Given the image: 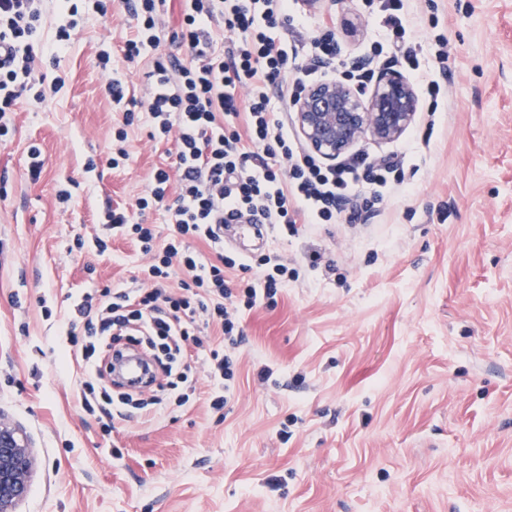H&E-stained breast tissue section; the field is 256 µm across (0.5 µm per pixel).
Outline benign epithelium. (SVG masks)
I'll use <instances>...</instances> for the list:
<instances>
[{"label":"benign epithelium","instance_id":"benign-epithelium-1","mask_svg":"<svg viewBox=\"0 0 512 512\" xmlns=\"http://www.w3.org/2000/svg\"><path fill=\"white\" fill-rule=\"evenodd\" d=\"M293 112L305 145L332 161L368 136L380 142L399 139L415 120L418 94L398 73L378 76L365 98L341 81L326 79L310 85L294 101ZM36 465L32 448L0 416V512H16Z\"/></svg>","mask_w":512,"mask_h":512}]
</instances>
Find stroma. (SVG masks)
Returning a JSON list of instances; mask_svg holds the SVG:
<instances>
[{
	"instance_id": "stroma-1",
	"label": "stroma",
	"mask_w": 512,
	"mask_h": 512,
	"mask_svg": "<svg viewBox=\"0 0 512 512\" xmlns=\"http://www.w3.org/2000/svg\"><path fill=\"white\" fill-rule=\"evenodd\" d=\"M406 7L414 41L427 49L441 34L451 48L446 71L429 62L406 77L418 86L441 73L446 98L432 118L420 98L400 139L357 146L375 160L405 155L403 186L358 224H302L288 236L273 227L225 245L235 258L287 260L296 275L241 310L223 410L211 409L212 381L196 362L191 407L130 417L108 436L77 404L64 331L76 297L142 276L138 245L100 224L106 205L168 234L167 212L136 200L175 146L135 126L128 160L108 163L121 109L96 51L111 47L137 97L151 67L120 55L130 35L121 15L86 16L46 63L64 87L42 102L23 95L0 145V414L37 457L18 512H512V0ZM307 14L300 39L333 25L341 58L378 38L361 0H320ZM33 142L44 158L36 181Z\"/></svg>"
}]
</instances>
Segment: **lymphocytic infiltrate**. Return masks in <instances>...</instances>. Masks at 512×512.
Masks as SVG:
<instances>
[{
	"instance_id": "1",
	"label": "lymphocytic infiltrate",
	"mask_w": 512,
	"mask_h": 512,
	"mask_svg": "<svg viewBox=\"0 0 512 512\" xmlns=\"http://www.w3.org/2000/svg\"><path fill=\"white\" fill-rule=\"evenodd\" d=\"M44 2L0 0V138L9 132L22 92L44 100L38 67L45 57L68 49L79 25L76 0H59L63 23L53 43H42ZM167 2L121 0L131 30L123 55L130 62L152 58L153 69L144 111L128 107L125 80L115 77L108 84L113 103L125 108L112 136L110 162L116 167L128 159L127 129L141 119L149 121L151 140H175L173 164L155 168L137 200L142 210L165 208L174 233L158 241L153 225L132 223L125 208L107 207L104 223L135 237L148 258L145 285L116 292L99 305L92 294H84L66 330L69 346L81 351L80 404L100 414L107 433L114 418L125 417L128 405L155 416L169 403L188 404L186 344L202 346L199 327L220 326L225 341L238 346L239 309L254 307L262 296L274 298L287 281V264L266 257L262 286L248 283L231 294L224 272L237 261L219 247L225 213L246 211L284 232L301 219L332 224L341 215L354 224L400 181L401 162H376L363 153L323 165L298 146L285 111L275 110L273 99L285 104L300 98L322 71L363 89L374 80L373 61L415 71L422 53L421 45L409 39L412 20L404 0H362L367 18L382 30L363 56L339 59L336 33L323 23L309 42V64L298 67L281 38L298 21L292 0H180V18L173 27L166 21ZM218 16L231 40L221 43L211 34L210 24ZM166 40L177 43L187 60L160 56ZM191 238L214 244V260L205 261L191 250ZM145 342L160 348L165 383L139 400L127 392L111 393L103 383L107 354Z\"/></svg>"
}]
</instances>
